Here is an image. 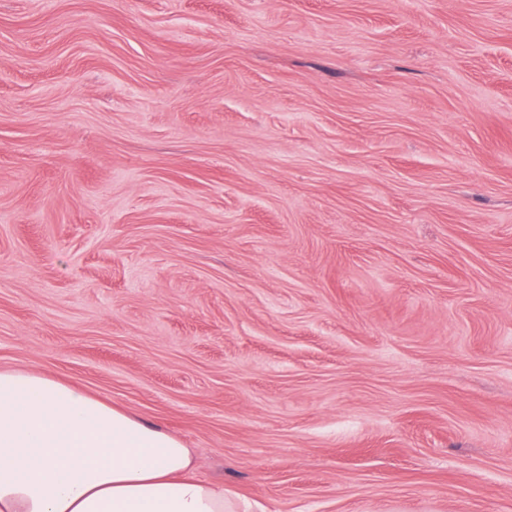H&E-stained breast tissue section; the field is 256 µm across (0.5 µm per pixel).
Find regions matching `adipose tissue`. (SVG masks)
Wrapping results in <instances>:
<instances>
[{"instance_id":"1","label":"adipose tissue","mask_w":512,"mask_h":512,"mask_svg":"<svg viewBox=\"0 0 512 512\" xmlns=\"http://www.w3.org/2000/svg\"><path fill=\"white\" fill-rule=\"evenodd\" d=\"M0 512H236L173 435L87 392L0 371Z\"/></svg>"}]
</instances>
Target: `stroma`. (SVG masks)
I'll list each match as a JSON object with an SVG mask.
<instances>
[{
    "label": "stroma",
    "mask_w": 512,
    "mask_h": 512,
    "mask_svg": "<svg viewBox=\"0 0 512 512\" xmlns=\"http://www.w3.org/2000/svg\"><path fill=\"white\" fill-rule=\"evenodd\" d=\"M0 370L263 512H512V0H0Z\"/></svg>",
    "instance_id": "1"
}]
</instances>
